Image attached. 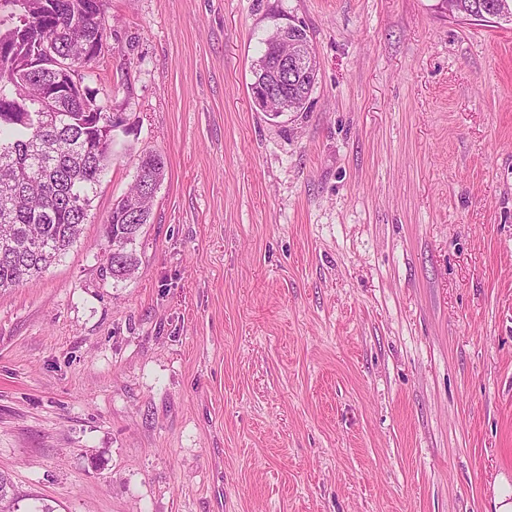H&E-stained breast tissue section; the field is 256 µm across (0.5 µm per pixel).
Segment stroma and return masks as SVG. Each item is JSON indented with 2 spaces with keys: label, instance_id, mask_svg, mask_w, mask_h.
<instances>
[{
  "label": "stroma",
  "instance_id": "1",
  "mask_svg": "<svg viewBox=\"0 0 512 512\" xmlns=\"http://www.w3.org/2000/svg\"><path fill=\"white\" fill-rule=\"evenodd\" d=\"M123 123L77 245L0 290L22 512H496L512 487V24L439 0H107ZM303 26L308 108L253 68ZM166 176L103 276L140 154ZM317 64V62H316ZM314 66L309 69L308 73L299 75L297 77L298 86L295 88L297 97H293L294 106L291 112H305L307 107L305 106L310 98L313 88L317 82L319 68ZM162 154L149 151L140 158L135 182L128 193L112 205L105 222L106 245L102 271L119 282L131 276L138 264L137 240L151 221L154 194L165 178Z\"/></svg>",
  "mask_w": 512,
  "mask_h": 512
}]
</instances>
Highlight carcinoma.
I'll use <instances>...</instances> for the list:
<instances>
[{
  "label": "carcinoma",
  "instance_id": "carcinoma-1",
  "mask_svg": "<svg viewBox=\"0 0 512 512\" xmlns=\"http://www.w3.org/2000/svg\"><path fill=\"white\" fill-rule=\"evenodd\" d=\"M449 2L458 12L509 19L496 11L498 0ZM106 37L104 0H0V290L46 272L73 247L115 156L103 133L110 105L90 86ZM68 62L83 67L82 91L52 100L46 87ZM318 71L297 77L292 112L306 111ZM165 173L162 154L144 153L134 185L112 204L102 271L116 282L137 267V240ZM18 504L0 474V512H18Z\"/></svg>",
  "mask_w": 512,
  "mask_h": 512
}]
</instances>
